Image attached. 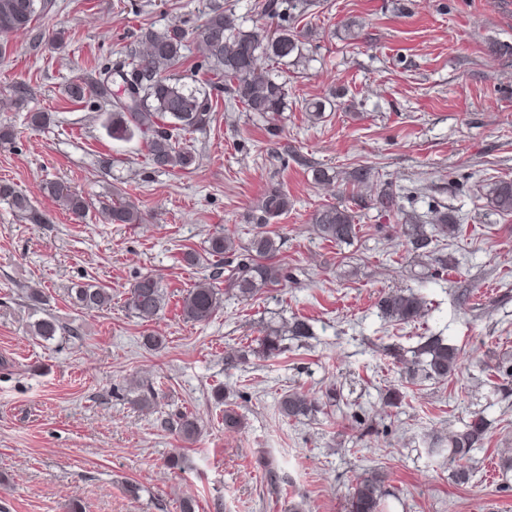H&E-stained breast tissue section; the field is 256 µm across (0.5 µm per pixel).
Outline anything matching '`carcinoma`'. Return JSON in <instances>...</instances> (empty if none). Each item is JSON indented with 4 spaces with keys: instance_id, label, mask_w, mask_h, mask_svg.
Segmentation results:
<instances>
[{
    "instance_id": "1",
    "label": "carcinoma",
    "mask_w": 512,
    "mask_h": 512,
    "mask_svg": "<svg viewBox=\"0 0 512 512\" xmlns=\"http://www.w3.org/2000/svg\"><path fill=\"white\" fill-rule=\"evenodd\" d=\"M51 6L50 0H0V34L25 38L35 29V22ZM319 6L315 0H261V14L275 24L272 30H246L229 9L215 6L205 15L196 35V49L203 58L207 78L185 82L171 71L186 61V32L174 25L164 30L151 27L140 29L139 44L143 49H132L126 60L104 76L81 79L68 86L67 93L75 101L96 97L110 106L107 129L116 140L139 137L145 144L150 164L162 171H187L196 165L199 156L180 141L188 133L202 131L212 121L214 101L222 98L228 104L266 123L272 135H277L288 96L287 84L278 80L261 66L275 64L292 55L301 56L302 31L300 19ZM317 185L342 182L356 190V195L345 197L340 191L338 201L326 204L311 217L315 234L336 245L350 244L359 232V215L354 206L375 209L383 215L402 212L398 195L392 183L371 181V169L354 167L349 171L332 172L321 166H311ZM490 203L501 214H512V181L499 180L486 185ZM44 191L55 198L69 213L82 217L90 208L85 197L60 182H48ZM0 202H4L21 218L31 224L45 223L30 197L14 184L0 182ZM291 207L288 194L279 187H271L261 196L252 214L254 232L245 245L235 244L224 232L213 233L208 240L207 253L224 260V287L214 281L197 282L182 296L180 315L185 322L208 324L222 308L224 296L240 300L251 299L266 289L288 281L284 267L275 262L283 246L282 237L267 226L287 213ZM112 224H141L145 220L132 203L120 198L102 206ZM461 225L454 217L436 211L426 224H404L407 250L422 260L427 258L444 267L448 258L442 254L445 241L460 234ZM77 305L84 309H102L110 305L112 295L104 288L83 284L74 289ZM166 305V294L160 280L152 275L141 276L129 288L127 306L134 317L152 322ZM382 317L399 324H409L422 317L427 308L423 295L410 288L383 294L376 303ZM53 319H40L33 324V336L44 341L59 331ZM313 338L311 326L293 318L258 339V347L240 349L224 357L225 364L238 365L247 361L249 354L275 359L286 351L284 341L305 342ZM461 351L440 336H423L410 353L394 355L400 372L409 380L418 378L446 381L460 365ZM341 394L331 386L315 396L297 389H289L278 400V412L287 419L308 418L337 405ZM488 422L475 414L462 428L448 435V465L454 467L457 481L469 479L467 461L472 453L483 447ZM389 491L384 477L373 471L357 480L349 495V512H382V503Z\"/></svg>"
}]
</instances>
